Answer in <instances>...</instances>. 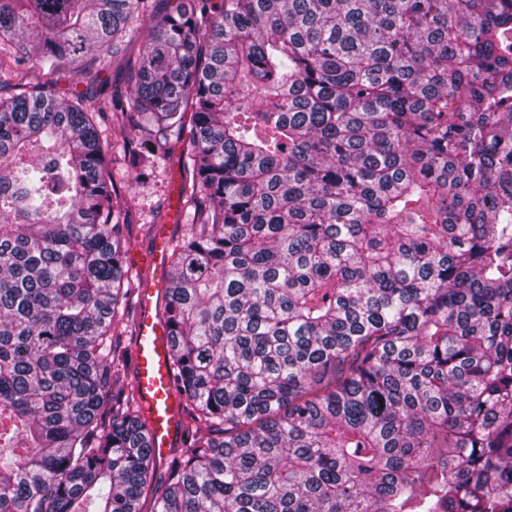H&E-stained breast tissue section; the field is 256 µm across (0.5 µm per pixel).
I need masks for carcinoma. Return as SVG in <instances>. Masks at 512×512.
I'll use <instances>...</instances> for the list:
<instances>
[{
  "instance_id": "1",
  "label": "carcinoma",
  "mask_w": 512,
  "mask_h": 512,
  "mask_svg": "<svg viewBox=\"0 0 512 512\" xmlns=\"http://www.w3.org/2000/svg\"><path fill=\"white\" fill-rule=\"evenodd\" d=\"M0 0V512H512V0ZM185 141L163 479L98 135ZM148 15L144 21L138 22L128 33L123 42H119L113 49L112 44L100 54V58L92 73L78 76L68 70L53 76H42L34 82H45L51 77L52 89L61 96H67L72 92L85 94L89 99L108 97L112 91L119 90L123 94H129L126 63L135 60L138 51L148 36ZM106 66V67H105ZM104 70L95 74L101 68Z\"/></svg>"
}]
</instances>
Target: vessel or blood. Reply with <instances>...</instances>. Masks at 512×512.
Segmentation results:
<instances>
[{"label": "vessel or blood", "instance_id": "vessel-or-blood-1", "mask_svg": "<svg viewBox=\"0 0 512 512\" xmlns=\"http://www.w3.org/2000/svg\"><path fill=\"white\" fill-rule=\"evenodd\" d=\"M170 241L157 233L152 250L144 258L152 271L154 285L140 294L139 315L135 322V379L138 398L151 420V444L158 456H165L180 431V396L171 377L170 329L154 307L156 292L165 284Z\"/></svg>", "mask_w": 512, "mask_h": 512}]
</instances>
